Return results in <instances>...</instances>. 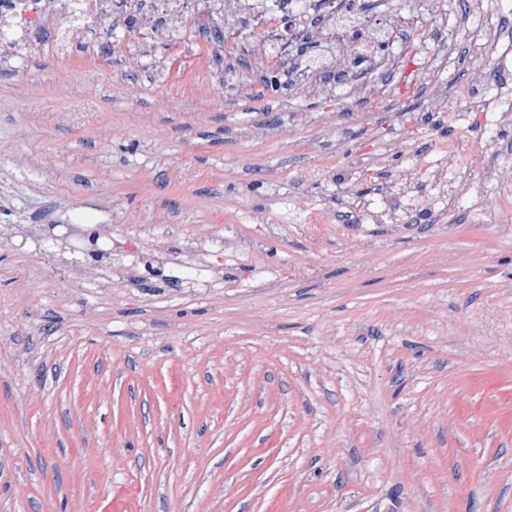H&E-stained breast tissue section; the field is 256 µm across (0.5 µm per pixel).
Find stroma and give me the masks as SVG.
I'll use <instances>...</instances> for the list:
<instances>
[{"label":"stroma","instance_id":"stroma-1","mask_svg":"<svg viewBox=\"0 0 512 512\" xmlns=\"http://www.w3.org/2000/svg\"><path fill=\"white\" fill-rule=\"evenodd\" d=\"M49 36L0 62V512H512V126L457 109L484 45L424 105L413 33L400 82L361 100L262 87L259 61L194 19L128 59ZM485 145L488 181L434 140ZM411 174L412 222L366 224ZM275 225L265 258L228 241ZM123 216L119 249L17 248L15 231ZM202 237L220 288L186 270L145 301L113 276Z\"/></svg>","mask_w":512,"mask_h":512}]
</instances>
